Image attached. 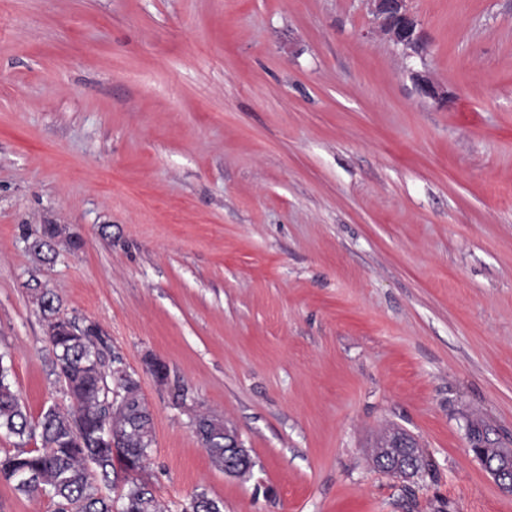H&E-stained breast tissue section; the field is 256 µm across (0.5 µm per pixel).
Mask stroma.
Wrapping results in <instances>:
<instances>
[{"label": "stroma", "mask_w": 512, "mask_h": 512, "mask_svg": "<svg viewBox=\"0 0 512 512\" xmlns=\"http://www.w3.org/2000/svg\"><path fill=\"white\" fill-rule=\"evenodd\" d=\"M408 7L418 53L369 0H0V362L68 406L33 283L97 326L165 512H512L468 438L512 448V0ZM397 428L411 481L370 461ZM200 425L203 426V432L207 439L204 445L216 467L224 470V474L229 476H235L236 473L233 468L227 467L230 465L238 469V476L244 477L251 473L254 461L252 457L242 458L249 451L244 448L235 429L225 425L223 435L220 428L211 421L201 420ZM226 448H229L230 455L236 458L229 456Z\"/></svg>", "instance_id": "stroma-1"}]
</instances>
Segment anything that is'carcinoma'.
<instances>
[{"label":"carcinoma","instance_id":"carcinoma-1","mask_svg":"<svg viewBox=\"0 0 512 512\" xmlns=\"http://www.w3.org/2000/svg\"><path fill=\"white\" fill-rule=\"evenodd\" d=\"M60 235L55 224H46L31 249L43 261L49 260L52 243ZM36 300L48 319L51 346L50 369L70 395V406L61 410L49 406L32 418L8 380V368L0 361V432L23 441L39 436L41 447L18 450L0 457V479L14 483L26 494L41 493L51 499L55 512H163L148 486L134 477L143 464L136 452L151 447L153 426L131 374L106 365L104 341L91 327L69 323L66 330L57 316L55 295L35 285ZM107 423L112 438L132 460H117L92 443L101 423ZM205 447L216 467L233 466L241 477L251 473L252 458H234L224 449V435L210 421H201ZM124 473L123 501L102 493ZM223 504L206 493H198L192 512H222Z\"/></svg>","mask_w":512,"mask_h":512}]
</instances>
